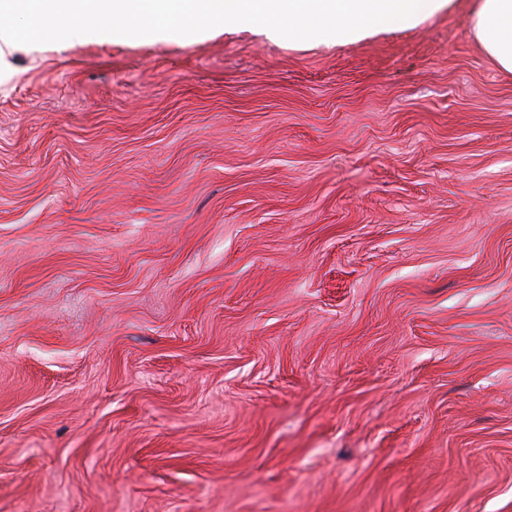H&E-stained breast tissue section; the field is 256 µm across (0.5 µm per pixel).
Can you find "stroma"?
<instances>
[{
  "instance_id": "obj_1",
  "label": "stroma",
  "mask_w": 512,
  "mask_h": 512,
  "mask_svg": "<svg viewBox=\"0 0 512 512\" xmlns=\"http://www.w3.org/2000/svg\"><path fill=\"white\" fill-rule=\"evenodd\" d=\"M0 512H512V75L464 12L6 55Z\"/></svg>"
}]
</instances>
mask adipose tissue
Masks as SVG:
<instances>
[{
  "instance_id": "1",
  "label": "adipose tissue",
  "mask_w": 512,
  "mask_h": 512,
  "mask_svg": "<svg viewBox=\"0 0 512 512\" xmlns=\"http://www.w3.org/2000/svg\"><path fill=\"white\" fill-rule=\"evenodd\" d=\"M443 10L465 11L486 56L512 73V0H0V43L23 51L35 42L109 41L132 28L203 35L243 21L292 39L332 33L345 41Z\"/></svg>"
}]
</instances>
